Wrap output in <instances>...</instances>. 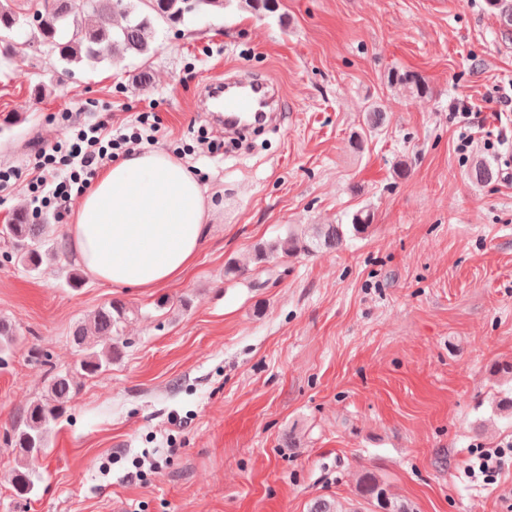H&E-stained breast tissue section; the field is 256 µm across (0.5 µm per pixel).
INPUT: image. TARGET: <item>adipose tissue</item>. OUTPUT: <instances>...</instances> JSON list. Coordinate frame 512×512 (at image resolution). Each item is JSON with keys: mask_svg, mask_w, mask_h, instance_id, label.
I'll return each mask as SVG.
<instances>
[{"mask_svg": "<svg viewBox=\"0 0 512 512\" xmlns=\"http://www.w3.org/2000/svg\"><path fill=\"white\" fill-rule=\"evenodd\" d=\"M212 207L187 165L145 149L101 170L76 206L69 239L97 280L155 288L190 268Z\"/></svg>", "mask_w": 512, "mask_h": 512, "instance_id": "1", "label": "adipose tissue"}]
</instances>
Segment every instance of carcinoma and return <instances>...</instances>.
<instances>
[{
  "label": "carcinoma",
  "mask_w": 512,
  "mask_h": 512,
  "mask_svg": "<svg viewBox=\"0 0 512 512\" xmlns=\"http://www.w3.org/2000/svg\"><path fill=\"white\" fill-rule=\"evenodd\" d=\"M143 9H137L132 0H28L21 8L17 0H0V65L13 62L16 36L23 35L56 56L59 76L56 86L62 87L63 77L71 67L79 64L95 66L111 62L115 51L144 60L157 50L153 45L155 22H182L191 14V7L212 12L224 10V0H138ZM120 14L125 24L115 29L108 23L113 14ZM373 214L361 209L353 214L349 224H317L312 233L288 232L285 240L260 245L255 250L259 263L281 255L312 253L318 250H337L350 236L361 235L371 226ZM8 233L18 252L19 261L37 270L44 259L55 255L47 247L46 225L32 224L26 212H18ZM131 310L120 301H111L94 315L96 333L113 340L98 351L88 339V329L80 327L73 334V342L82 352L75 371L57 376L44 402L32 404L16 428L15 445L23 455L21 469L16 471L14 483L18 493L30 494L34 489L33 463L45 451L46 429L56 421L62 408L79 387V379L95 377L107 371L122 354L118 344ZM361 495L378 507L391 512H408L394 504L383 483L370 471L360 482Z\"/></svg>",
  "instance_id": "1"
}]
</instances>
